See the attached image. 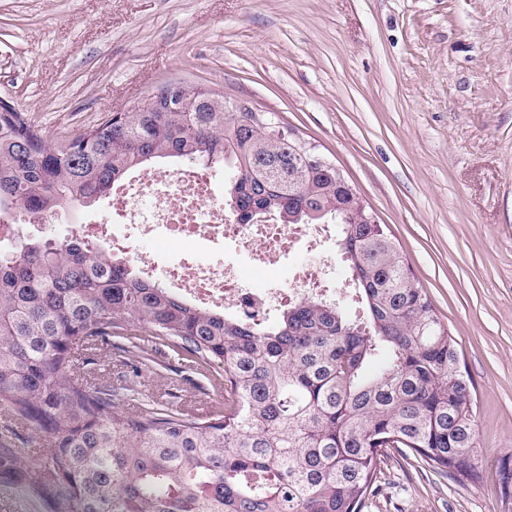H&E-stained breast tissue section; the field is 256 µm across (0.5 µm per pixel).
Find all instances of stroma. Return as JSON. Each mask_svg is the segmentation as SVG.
Masks as SVG:
<instances>
[{
	"instance_id": "stroma-1",
	"label": "stroma",
	"mask_w": 512,
	"mask_h": 512,
	"mask_svg": "<svg viewBox=\"0 0 512 512\" xmlns=\"http://www.w3.org/2000/svg\"><path fill=\"white\" fill-rule=\"evenodd\" d=\"M181 78L274 112L356 188L458 344L480 483L391 452L363 512H512V0H0V97L53 140ZM202 415L205 379L88 351Z\"/></svg>"
}]
</instances>
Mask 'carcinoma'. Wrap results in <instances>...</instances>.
<instances>
[{
	"instance_id": "carcinoma-1",
	"label": "carcinoma",
	"mask_w": 512,
	"mask_h": 512,
	"mask_svg": "<svg viewBox=\"0 0 512 512\" xmlns=\"http://www.w3.org/2000/svg\"><path fill=\"white\" fill-rule=\"evenodd\" d=\"M178 98L177 112L149 98L53 141L0 112V212L47 224L156 160L224 166L240 222L337 225L353 305L305 298L274 324L243 320L77 237L24 239L0 255V405L49 448L0 470L45 512H362L390 449L479 482L456 341L357 191L275 113L194 85ZM134 329L199 371L219 406L191 415L78 376L81 351L140 348Z\"/></svg>"
}]
</instances>
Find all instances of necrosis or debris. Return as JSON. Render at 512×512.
I'll return each mask as SVG.
<instances>
[{
  "mask_svg": "<svg viewBox=\"0 0 512 512\" xmlns=\"http://www.w3.org/2000/svg\"><path fill=\"white\" fill-rule=\"evenodd\" d=\"M215 169L188 164L174 172L158 170L112 190L102 217L73 227L74 236L105 243L110 254L138 264L145 274L161 278L166 287L193 303L221 306L225 311L259 318L301 297H327L331 289L322 265L290 269L284 281L257 288L236 273L237 258L247 255L255 265L281 264L297 248L325 253L324 224L240 223L213 191ZM194 239L202 248L193 255L170 254L156 264L140 253L138 239Z\"/></svg>",
  "mask_w": 512,
  "mask_h": 512,
  "instance_id": "necrosis-or-debris-1",
  "label": "necrosis or debris"
}]
</instances>
